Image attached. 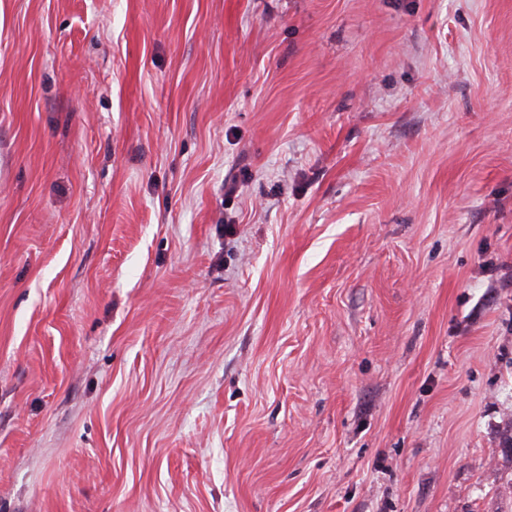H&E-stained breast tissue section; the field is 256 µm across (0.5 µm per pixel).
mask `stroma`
Instances as JSON below:
<instances>
[{
  "label": "stroma",
  "mask_w": 512,
  "mask_h": 512,
  "mask_svg": "<svg viewBox=\"0 0 512 512\" xmlns=\"http://www.w3.org/2000/svg\"><path fill=\"white\" fill-rule=\"evenodd\" d=\"M0 512H512V0H0Z\"/></svg>",
  "instance_id": "obj_1"
}]
</instances>
